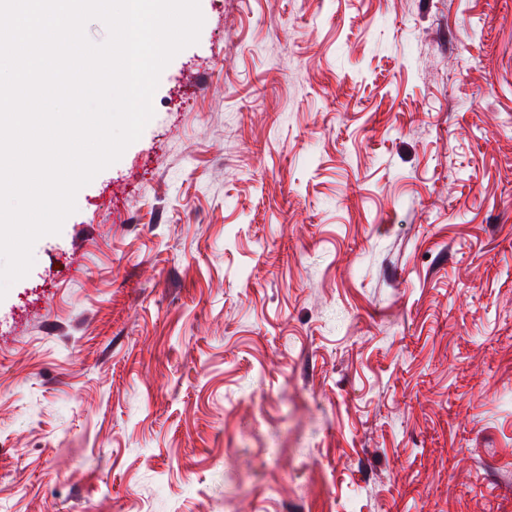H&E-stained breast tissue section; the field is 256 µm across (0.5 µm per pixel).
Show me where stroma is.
<instances>
[{
    "label": "stroma",
    "instance_id": "stroma-1",
    "mask_svg": "<svg viewBox=\"0 0 512 512\" xmlns=\"http://www.w3.org/2000/svg\"><path fill=\"white\" fill-rule=\"evenodd\" d=\"M0 300V512H512V0H200Z\"/></svg>",
    "mask_w": 512,
    "mask_h": 512
}]
</instances>
